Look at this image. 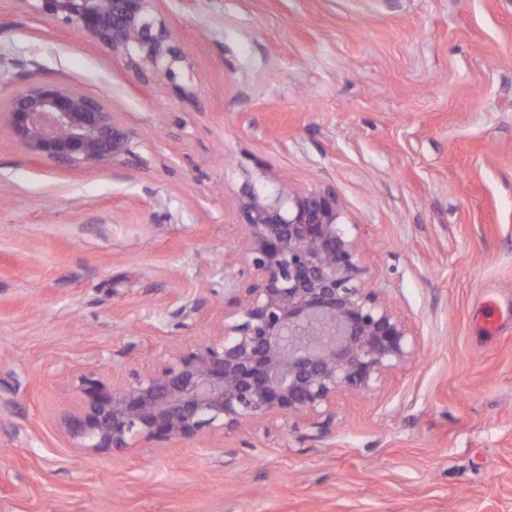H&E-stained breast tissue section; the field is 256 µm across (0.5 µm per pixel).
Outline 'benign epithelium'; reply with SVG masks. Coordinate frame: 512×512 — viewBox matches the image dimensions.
<instances>
[{"mask_svg": "<svg viewBox=\"0 0 512 512\" xmlns=\"http://www.w3.org/2000/svg\"><path fill=\"white\" fill-rule=\"evenodd\" d=\"M23 9L112 53L144 83H175L183 39L159 0H15ZM37 157L123 163L130 131L101 99L60 81H35L0 105V125ZM247 279L224 297V336L174 353L164 367L117 387L78 377L67 427L84 448L238 431L273 415H320L343 389L371 391L415 348L400 316L364 287L363 252L341 222L331 187L242 191Z\"/></svg>", "mask_w": 512, "mask_h": 512, "instance_id": "obj_1", "label": "benign epithelium"}]
</instances>
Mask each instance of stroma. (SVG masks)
Listing matches in <instances>:
<instances>
[{
	"instance_id": "obj_1",
	"label": "stroma",
	"mask_w": 512,
	"mask_h": 512,
	"mask_svg": "<svg viewBox=\"0 0 512 512\" xmlns=\"http://www.w3.org/2000/svg\"><path fill=\"white\" fill-rule=\"evenodd\" d=\"M176 84L0 0L10 95L112 106L130 163L62 166L0 126V512H512V0H160ZM189 96H181L180 88ZM329 185L366 287L415 334L377 392L246 430L78 447L77 378L219 341L245 183Z\"/></svg>"
}]
</instances>
